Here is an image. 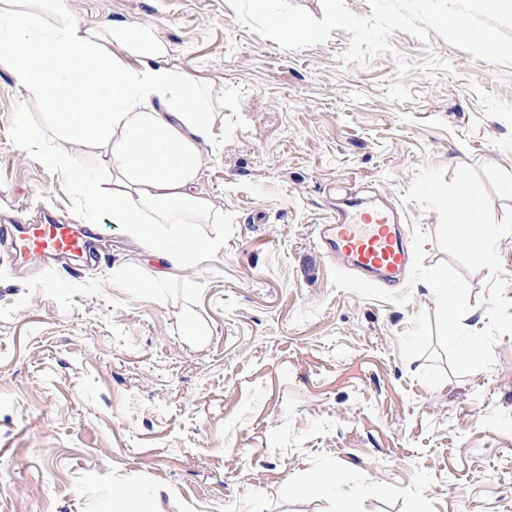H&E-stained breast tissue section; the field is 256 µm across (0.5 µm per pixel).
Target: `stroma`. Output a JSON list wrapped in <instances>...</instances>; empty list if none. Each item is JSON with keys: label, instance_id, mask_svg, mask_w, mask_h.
<instances>
[{"label": "stroma", "instance_id": "1", "mask_svg": "<svg viewBox=\"0 0 512 512\" xmlns=\"http://www.w3.org/2000/svg\"><path fill=\"white\" fill-rule=\"evenodd\" d=\"M79 22L155 26L172 67L213 112L201 186L220 196L206 264L143 297L156 262L102 220L99 265L68 273L0 261V512H95L93 492L149 487L145 512H512V336L487 370L453 375L425 283L409 304L334 288L317 230L348 194L403 203L416 171L486 163L512 173V67L431 35L343 64L350 35L287 50L228 0H65ZM403 80L412 96L387 92ZM46 126L0 68V211L27 224L83 214ZM138 266L118 288L114 268ZM193 321L203 335L187 333ZM336 478L322 480L327 470ZM304 493H297V486Z\"/></svg>", "mask_w": 512, "mask_h": 512}]
</instances>
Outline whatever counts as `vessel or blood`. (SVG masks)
I'll return each mask as SVG.
<instances>
[{
	"instance_id": "1",
	"label": "vessel or blood",
	"mask_w": 512,
	"mask_h": 512,
	"mask_svg": "<svg viewBox=\"0 0 512 512\" xmlns=\"http://www.w3.org/2000/svg\"><path fill=\"white\" fill-rule=\"evenodd\" d=\"M320 237L337 266L351 267L383 287L398 284L410 252L400 220L393 211L349 199L337 208ZM100 233L94 224H21L0 221V245L19 259L51 266H70L73 259L93 264L99 259Z\"/></svg>"
}]
</instances>
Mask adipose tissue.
Segmentation results:
<instances>
[{"mask_svg": "<svg viewBox=\"0 0 512 512\" xmlns=\"http://www.w3.org/2000/svg\"><path fill=\"white\" fill-rule=\"evenodd\" d=\"M24 9L0 0V67L14 72L24 99L44 111L60 146L52 152L84 208L122 225L157 260L162 285L188 264L209 261L217 242L197 240L216 223L220 201L201 186L203 147L213 136L198 79L169 64L154 26L76 23L63 0ZM95 160L104 172L87 167ZM181 240L169 248L157 229Z\"/></svg>", "mask_w": 512, "mask_h": 512, "instance_id": "ef3b65f1", "label": "adipose tissue"}]
</instances>
